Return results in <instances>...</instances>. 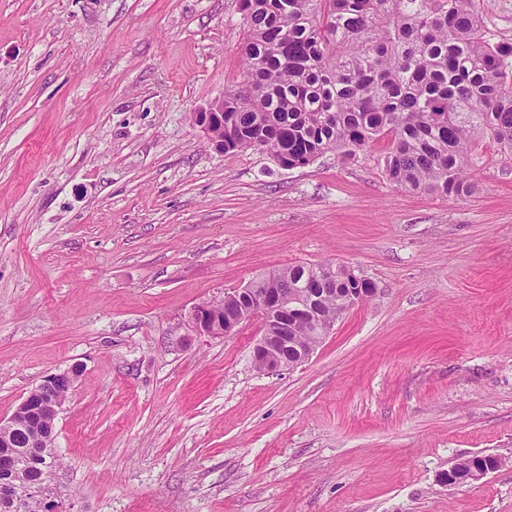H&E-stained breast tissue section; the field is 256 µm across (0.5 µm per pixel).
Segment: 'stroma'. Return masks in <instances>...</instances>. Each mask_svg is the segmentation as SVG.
Listing matches in <instances>:
<instances>
[{
    "label": "stroma",
    "mask_w": 512,
    "mask_h": 512,
    "mask_svg": "<svg viewBox=\"0 0 512 512\" xmlns=\"http://www.w3.org/2000/svg\"><path fill=\"white\" fill-rule=\"evenodd\" d=\"M512 43V0H473ZM239 0H0V415L79 365L72 512H512V154L409 192L385 141L285 169L194 122L243 79ZM376 295L261 372L194 306L291 263ZM503 465L454 487L457 460Z\"/></svg>",
    "instance_id": "1"
}]
</instances>
